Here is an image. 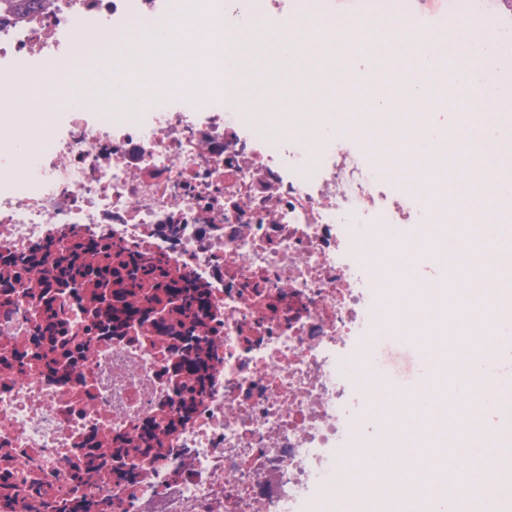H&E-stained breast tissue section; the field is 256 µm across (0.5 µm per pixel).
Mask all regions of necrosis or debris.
Wrapping results in <instances>:
<instances>
[{
  "instance_id": "4bbe7bcc",
  "label": "necrosis or debris",
  "mask_w": 512,
  "mask_h": 512,
  "mask_svg": "<svg viewBox=\"0 0 512 512\" xmlns=\"http://www.w3.org/2000/svg\"><path fill=\"white\" fill-rule=\"evenodd\" d=\"M195 0H41L0 18V125L16 91L75 39L120 40L163 15L181 62L148 86L113 70L108 112L32 126L0 147V512H305L348 483L346 447L388 383L378 300L424 312L428 289L365 273L363 244L416 235L427 267L451 186L377 141L259 133L212 58ZM206 45L208 54L194 53Z\"/></svg>"
}]
</instances>
